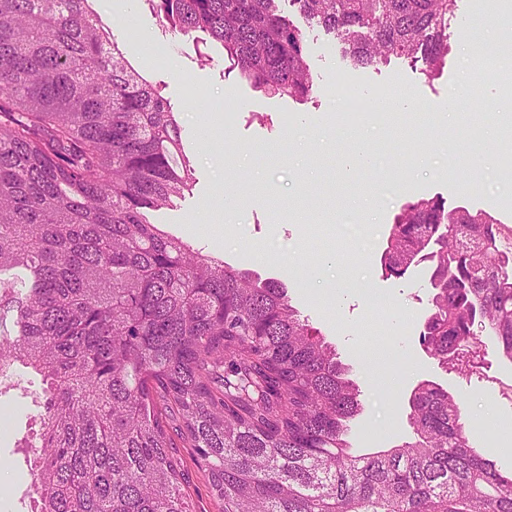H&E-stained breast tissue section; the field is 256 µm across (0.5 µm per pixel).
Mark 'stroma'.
Listing matches in <instances>:
<instances>
[{"label":"stroma","mask_w":512,"mask_h":512,"mask_svg":"<svg viewBox=\"0 0 512 512\" xmlns=\"http://www.w3.org/2000/svg\"><path fill=\"white\" fill-rule=\"evenodd\" d=\"M99 2L119 49L176 112L195 169L192 190L156 222L229 266L286 288L291 305L335 347L360 391L362 410L348 434L353 452L411 441L409 399L420 382L431 381L460 403L478 453L511 470L506 388L512 361L487 336L481 375L469 378L442 365L421 341L433 263L396 277L385 275L380 262L396 215L419 199L439 196L447 207L483 211L512 226V92L497 83L477 87L453 119L444 116L464 76L467 35L512 32L501 23L496 0H457L448 60L432 81L395 58L375 68L352 66L332 35L295 18L314 78L302 105L255 91L218 51L201 59L195 41L170 31L145 0ZM339 73L372 108L367 119L346 128L337 122L344 104L323 93ZM395 91L401 94L396 109H376L382 93ZM218 102L231 104V111H215ZM356 135L369 139L374 163L345 180L337 161ZM473 181L479 190L470 189ZM327 256L335 263L325 268ZM315 268L325 282L352 271L369 291L323 297L311 286ZM36 412L20 391L0 400V465L8 470L0 512H27L30 477L17 443ZM175 453L195 512H219L193 450Z\"/></svg>","instance_id":"stroma-1"}]
</instances>
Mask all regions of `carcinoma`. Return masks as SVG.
<instances>
[{
  "instance_id": "obj_1",
  "label": "carcinoma",
  "mask_w": 512,
  "mask_h": 512,
  "mask_svg": "<svg viewBox=\"0 0 512 512\" xmlns=\"http://www.w3.org/2000/svg\"><path fill=\"white\" fill-rule=\"evenodd\" d=\"M217 43L267 96L313 92L286 3L359 67L429 81L457 0H144ZM181 127L94 0H0V395L38 379L18 442L29 512H190L162 401L221 512H512V471L471 447L439 385L410 398L415 441L356 455L361 411L336 350L287 293L148 220L195 182ZM433 230L435 237L421 234ZM381 262L445 265L423 342L443 363L479 325L512 361V226L440 198L404 205Z\"/></svg>"
}]
</instances>
